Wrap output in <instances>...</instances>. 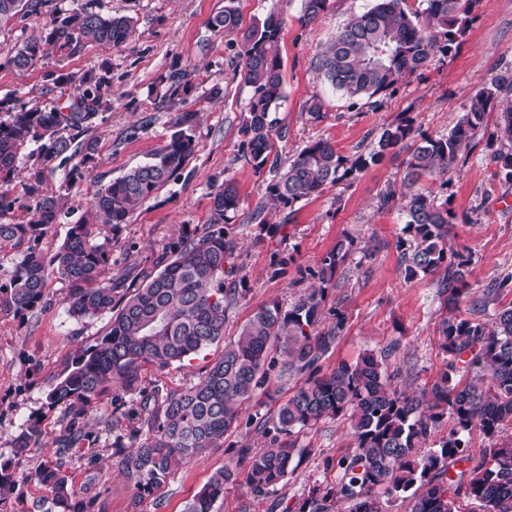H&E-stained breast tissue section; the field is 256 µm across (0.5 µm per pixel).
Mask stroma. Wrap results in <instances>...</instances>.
Wrapping results in <instances>:
<instances>
[{
    "label": "stroma",
    "instance_id": "stroma-1",
    "mask_svg": "<svg viewBox=\"0 0 512 512\" xmlns=\"http://www.w3.org/2000/svg\"><path fill=\"white\" fill-rule=\"evenodd\" d=\"M229 2L240 14L242 31L261 24L272 11L283 20L279 47L285 96L275 112L270 153L280 161L319 139L330 141L338 153L354 157L358 150H370L381 130L406 114L425 135L447 134L471 97L500 71L512 67V0H481L457 48L435 53L396 91L381 97L376 107L351 102L316 68L318 55L337 28L351 14L371 7L373 0H328L325 12L308 25L300 20L302 0H48L46 7L0 27V57L29 39L44 36L52 15L86 3L103 14L131 17L133 31L118 47L84 39L74 47L53 50L22 74L0 64L2 109L53 108L73 91L72 86L54 84L53 75L77 77L90 70L107 72L111 101L79 133L95 148L80 188L66 189L69 168L63 165L45 169L38 193H25L32 162L21 156L14 175L15 203L6 221L27 223L41 196L58 198L59 221L37 243L38 251L52 255L70 225L87 219L95 189L159 150L172 132L176 114L196 113L195 153L181 175L143 202L126 224L116 229L98 225V236L112 240L113 273L131 267L154 268L177 240L182 225L208 224L212 191L224 180H233L240 195L232 225L238 242L236 262L247 292L228 312L226 337L236 336L260 307L273 301L290 306L305 289L318 285L322 258L349 235L354 245L336 268L322 316L323 324L335 323L334 313L339 310L346 323L322 362V374L331 373L339 363L355 362L368 351L390 347L394 353L388 369L394 372L393 383L399 390L411 393L431 386L443 368L436 279L407 278L401 205L395 201L385 209L379 206L382 191L401 183L402 158L385 157L351 180L291 207L269 206L265 188L274 171L269 166L255 170L242 150L241 122L251 89L238 66L241 38L223 35L212 25ZM177 72L186 73L188 90L174 95L169 77ZM315 97L322 101V117L317 121L308 114ZM505 106V101H496L484 127L449 173L447 188L438 192L455 215L448 250L468 262L470 291L459 304L463 311L472 309L492 281L512 273V207L497 205L498 200L512 197V180L494 161L499 148L494 137L496 120ZM265 222L278 225V232L267 234L261 228ZM68 292V282L53 274L47 280L43 307L22 320L0 313V457H11L10 440L29 419L39 418L41 428L39 441L28 449L17 473L6 501L8 512H62L51 489L32 478L52 458L68 424L65 406L48 408L46 382L78 349L104 336L111 324L107 313L82 320L69 317L63 305ZM222 350V345L214 344L166 368L144 366L140 384L168 390L188 387L198 382ZM301 384L299 378L285 377L256 390L222 446L182 465L159 499L134 506V490L118 475L109 440L103 435L92 446L70 450L67 474L73 489L87 512H186L211 474L235 458L237 448L245 443L262 446L264 439L255 429L254 418L272 415L278 403ZM136 397V392L112 385L91 397L81 421L93 431L107 416L114 427L133 426ZM351 443L347 417L319 422L299 435L301 454L274 492L253 498L241 485L230 484L214 512H281L307 496L313 486L335 484L338 473L326 468L325 461L339 458Z\"/></svg>",
    "mask_w": 512,
    "mask_h": 512
}]
</instances>
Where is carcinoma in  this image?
<instances>
[{"label": "carcinoma", "mask_w": 512, "mask_h": 512, "mask_svg": "<svg viewBox=\"0 0 512 512\" xmlns=\"http://www.w3.org/2000/svg\"><path fill=\"white\" fill-rule=\"evenodd\" d=\"M328 0H303L301 20L311 24L327 8ZM422 12L406 8V0H376L370 9L353 14L338 29L330 46L317 59V68L333 87L352 100L377 104L406 77L424 67L435 51L451 50L466 33L480 0H425ZM40 0H0V22L24 15ZM226 35L239 30V15L230 5L213 20ZM283 20L272 11L262 25L242 37L238 53L240 74L252 88L241 132L245 153L262 170L271 151L275 126L272 112L284 98L283 61L279 42ZM132 18L103 15L84 4L51 21L45 39L30 40L8 53V65L25 71L51 54L73 46L82 37L120 46L129 37ZM106 75L90 71L78 78L76 95L46 110L15 108L0 120V216L12 209L14 174L21 150L36 145V159L25 191L35 193L45 166L80 154L69 172L66 189L80 186L81 168L92 159L94 145L74 144L72 131L108 105ZM512 95V69L496 75L489 86L471 97L448 133L415 137L413 119L403 117L385 127L373 148L350 159L330 141L320 139L289 157L266 186L271 200L291 207L321 194L356 172L401 152L406 174L402 211L411 236L404 250L410 277L435 275L438 294L447 314L438 324L443 371L431 387L406 395L391 384L387 361L392 350L364 354L353 364L339 363L328 375L318 376L321 361L334 347L345 317L322 325L327 284L337 265L353 246L345 237L321 260L320 285L300 296L289 308L273 301L256 311L237 336L224 341L227 312L238 289L224 287V278L239 276L234 263L237 242L231 224L239 210V194L232 181L211 193L209 224L182 227L158 264L161 270H127L117 278L112 269V239L98 240L93 225L69 227L66 239L50 259L36 243L56 223L58 201L42 198L37 217L26 224L0 221V245L28 244L23 259L0 282V313L23 318L43 304L49 273L70 285L64 304L76 320L112 313L109 331L74 353L59 375L47 382L49 405H65L72 414L70 431L59 440L55 458L45 462L34 479L50 488L64 512H86L68 485L62 451L84 440L77 419L83 406L100 390L116 382L138 389L142 367L181 363L214 343L224 342L221 355L193 385L177 391L155 387L139 389L137 413L146 429L113 436L112 450L119 473L133 486L134 505L153 498L178 469L224 443L237 425L239 407L254 391L270 382V375L308 376L304 384L281 403L274 415L259 418L266 438L263 448H240L235 466L216 470L186 512H213L224 489L237 482L246 468L244 486L253 497H263L289 472L297 436L318 422L344 414L350 419L353 447L325 465L338 471L335 486H314L306 497L283 512H388L386 504L399 500L406 512H461L459 501L477 512H512V442L501 433L512 425V302L494 310L490 320L455 313L468 290L467 262L448 259L451 213L434 191L420 186L424 177L448 184L445 177L461 148L484 125L500 95ZM194 114L175 116L174 131L152 157L123 176L98 187L92 195L95 222L114 228L162 186L175 179L194 154ZM500 149L495 155L505 177L512 179V107L500 113L496 124ZM512 275L483 293L480 311L497 300ZM448 425L436 447L419 452L442 425ZM477 430L488 441L479 453L466 437ZM36 419L10 446L13 457L0 459V505L15 485L25 452L40 436Z\"/></svg>", "instance_id": "1"}]
</instances>
